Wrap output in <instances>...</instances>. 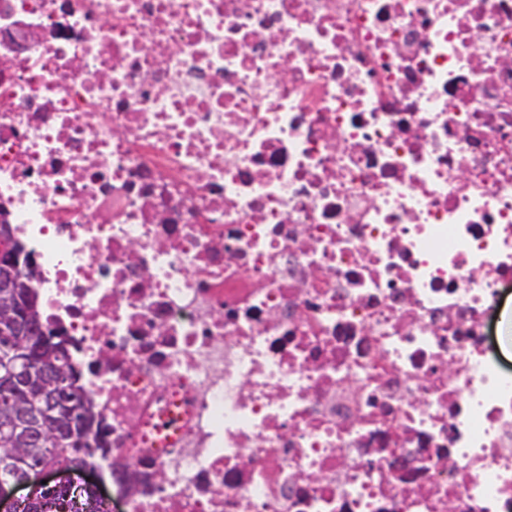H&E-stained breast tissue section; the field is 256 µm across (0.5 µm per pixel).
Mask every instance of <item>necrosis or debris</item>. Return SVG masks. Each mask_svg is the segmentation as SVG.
Here are the masks:
<instances>
[{"instance_id":"necrosis-or-debris-1","label":"necrosis or debris","mask_w":512,"mask_h":512,"mask_svg":"<svg viewBox=\"0 0 512 512\" xmlns=\"http://www.w3.org/2000/svg\"><path fill=\"white\" fill-rule=\"evenodd\" d=\"M112 512H512V0H0V218Z\"/></svg>"}]
</instances>
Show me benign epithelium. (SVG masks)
<instances>
[{
  "mask_svg": "<svg viewBox=\"0 0 512 512\" xmlns=\"http://www.w3.org/2000/svg\"><path fill=\"white\" fill-rule=\"evenodd\" d=\"M0 334L9 338V347L15 350V357L7 363L12 380L22 384L37 381L41 391L48 393L57 407L69 406L71 373L66 366H58L52 375L44 378L35 373L33 365L42 359L46 346L43 343H29L26 337L39 334L49 335L50 329L35 321V299L26 296L29 281L35 278L36 268L32 259L20 261L19 251L14 249L10 238L9 225L0 226ZM56 475L59 486L66 483L68 471L63 468H30L20 478L0 481V512H21V509L36 502L40 493L51 488L43 483L48 473ZM29 490L20 498H13L17 488Z\"/></svg>",
  "mask_w": 512,
  "mask_h": 512,
  "instance_id": "7a95c632",
  "label": "benign epithelium"
}]
</instances>
